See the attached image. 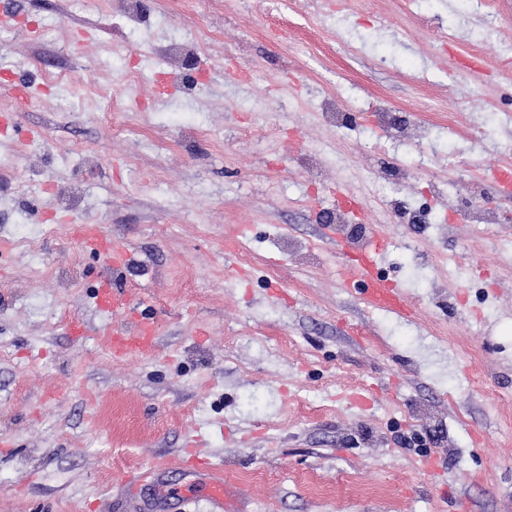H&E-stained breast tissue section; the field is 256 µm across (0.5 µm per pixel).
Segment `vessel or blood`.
<instances>
[{
	"label": "vessel or blood",
	"instance_id": "1",
	"mask_svg": "<svg viewBox=\"0 0 512 512\" xmlns=\"http://www.w3.org/2000/svg\"><path fill=\"white\" fill-rule=\"evenodd\" d=\"M82 252L101 257L110 269L104 276L94 295L96 308L113 316L127 315L131 304V296L118 283L124 270L129 268L134 258L132 253L107 238L100 225L87 224L83 227L79 239ZM364 257L348 270L349 278L357 280L371 306L402 310L404 293L401 287L380 276L379 269L384 259V248L378 242H370L363 249ZM156 342V327L154 323L137 321L134 328L114 331L112 337V352L117 356H128L132 353L152 350ZM190 470L204 473L208 477L206 486L207 500L212 512H223L224 509V479L214 466L205 460L193 457L188 461Z\"/></svg>",
	"mask_w": 512,
	"mask_h": 512
}]
</instances>
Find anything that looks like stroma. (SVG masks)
Listing matches in <instances>:
<instances>
[{
  "instance_id": "35a3bbf8",
  "label": "stroma",
  "mask_w": 512,
  "mask_h": 512,
  "mask_svg": "<svg viewBox=\"0 0 512 512\" xmlns=\"http://www.w3.org/2000/svg\"><path fill=\"white\" fill-rule=\"evenodd\" d=\"M21 4L0 20V512H210L166 496L202 480L178 462L196 434L228 512H512V64L471 72L461 0H156L165 37L205 41L190 63L107 0ZM130 56L154 79L117 135L85 83ZM325 97L355 123H326ZM383 105L422 150L372 121ZM474 177L497 223L468 222ZM347 193L409 314L345 286L354 243L325 214ZM423 194L437 224L398 223L388 200ZM86 223L133 249L122 284L156 352L113 359L105 268L69 234Z\"/></svg>"
}]
</instances>
